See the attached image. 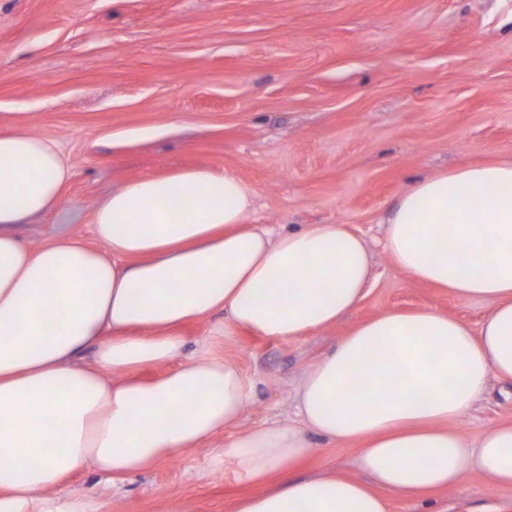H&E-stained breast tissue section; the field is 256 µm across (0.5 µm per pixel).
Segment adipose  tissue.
I'll return each instance as SVG.
<instances>
[{
	"label": "adipose tissue",
	"instance_id": "ef3b65f1",
	"mask_svg": "<svg viewBox=\"0 0 512 512\" xmlns=\"http://www.w3.org/2000/svg\"><path fill=\"white\" fill-rule=\"evenodd\" d=\"M71 166L51 141L0 129V512H39L83 465L113 482L236 426L252 383L215 352L185 357V324L294 339L353 312L373 277L342 224L278 235L245 223L229 171L142 177L94 213L98 249L31 247L16 227L55 207ZM384 249L415 281L479 298V329L432 309L385 312L306 371L293 422L236 435L224 461L253 482L231 512H389L478 470L512 485V424L454 429L490 379L512 384V162L422 179L386 220ZM95 363L81 365L87 350ZM158 368L141 378L142 369ZM355 448L362 479L305 476L315 438Z\"/></svg>",
	"mask_w": 512,
	"mask_h": 512
}]
</instances>
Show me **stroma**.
<instances>
[{
    "mask_svg": "<svg viewBox=\"0 0 512 512\" xmlns=\"http://www.w3.org/2000/svg\"><path fill=\"white\" fill-rule=\"evenodd\" d=\"M53 141L73 175L57 207L16 231L34 247L96 246L98 203L126 182L182 168L231 171L254 194L250 224H345L377 274L336 326L288 340L216 336L214 313L184 330L187 355L215 345L253 382L241 425L285 420L306 369L382 312L433 308L479 326L488 304L414 282L381 246L399 196L419 179L512 162V0H0V128ZM512 423V386L457 424ZM231 431L120 485L83 467L47 492L66 512H230L251 486L220 463ZM358 477L351 447L321 441L306 466ZM392 512H512V486L479 471Z\"/></svg>",
    "mask_w": 512,
    "mask_h": 512,
    "instance_id": "stroma-1",
    "label": "stroma"
}]
</instances>
